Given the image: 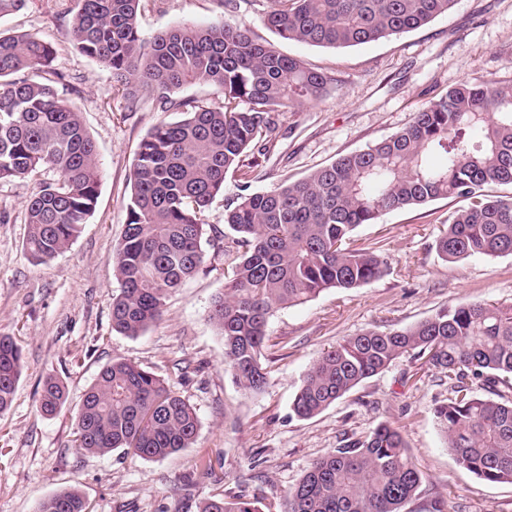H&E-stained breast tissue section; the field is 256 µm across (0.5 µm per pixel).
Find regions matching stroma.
Returning <instances> with one entry per match:
<instances>
[{"mask_svg":"<svg viewBox=\"0 0 512 512\" xmlns=\"http://www.w3.org/2000/svg\"><path fill=\"white\" fill-rule=\"evenodd\" d=\"M266 7L265 0H249L228 16L219 0H147L139 17L148 41L182 25L247 23L282 54L325 72L331 84L323 102L282 112L280 134L256 166L226 174L224 191L208 211L209 223L224 229L225 257H214L213 246H206L199 272L168 295L161 320L134 338L112 329L113 249L141 140L159 121L181 115L158 112L149 102L127 111L111 72L70 39L76 0H27L0 20V31L34 34L56 46L55 68L81 90L74 102L97 144L100 171L93 215L68 249L42 264L23 252L25 211L36 182H0V334L15 338L24 361L13 404L0 414V512H35L41 499L70 486L78 487L91 512H199L214 494H242L259 501L263 512H287L288 491L312 462L343 438L383 422L400 429L424 475L409 512H421L435 496L450 512H512V484L481 481L449 456L433 408L450 398V388L413 356L397 359L313 418H297L291 409L309 367L347 337L406 328L473 301L512 304L511 255L454 263L438 257L434 239L458 200L394 211L355 229L358 246L385 258L382 278L273 309L264 351L271 376L262 393L245 392L225 371L223 340L208 319L214 296L225 289L227 262L237 255L236 236L223 223L224 207L240 185L264 192L301 179L387 138L461 83H512V0H457L420 29L345 49L279 39L260 20ZM115 359L169 380L188 400L200 421L193 447L159 461L75 448L81 399ZM49 375L66 383L69 398L47 416L37 399Z\"/></svg>","mask_w":512,"mask_h":512,"instance_id":"1","label":"stroma"}]
</instances>
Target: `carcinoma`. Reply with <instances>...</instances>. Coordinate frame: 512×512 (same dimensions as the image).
<instances>
[{
  "label": "carcinoma",
  "mask_w": 512,
  "mask_h": 512,
  "mask_svg": "<svg viewBox=\"0 0 512 512\" xmlns=\"http://www.w3.org/2000/svg\"><path fill=\"white\" fill-rule=\"evenodd\" d=\"M144 0H79L70 24L74 46L122 82L127 109L142 100L162 112L141 140L130 175L126 221L114 248L112 329L140 336L157 323L171 291L205 262L203 244L219 240L207 221L226 173L252 149L263 152L280 131L283 109L318 103L331 79L260 41L246 24L175 27L144 50L138 14ZM456 0H269L262 21L280 38L352 47L398 36L448 13ZM56 48L33 34L0 31V181L38 178L26 210L25 255L54 259L95 211L98 151L71 96L79 90L54 68ZM208 84L220 102L177 97ZM48 172L57 179L43 178ZM512 184V84L463 83L415 113L409 125L338 157L305 178L227 203L224 225L241 254L226 269L225 292L209 320L224 342V365L249 393L268 384L263 348L275 307L303 304L329 288L348 290L380 278L375 250L356 246L353 231L387 213L446 198L435 239L447 262L512 254V197L484 193ZM411 354L448 382L453 397L434 409L445 448L477 479L512 484V305L472 302L409 328L369 329L325 351L306 372L293 413L311 418L398 358ZM22 351L0 335V413L12 406ZM67 402L64 383L45 378L40 410ZM196 410L159 376L126 360L104 366L78 411L74 447L116 450L161 460L193 446ZM422 472L401 432L381 423L314 461L288 492V512H404L421 493ZM76 487L38 504L37 512H87ZM201 512H261L244 496L213 497Z\"/></svg>",
  "instance_id": "cac0c4a2"
}]
</instances>
